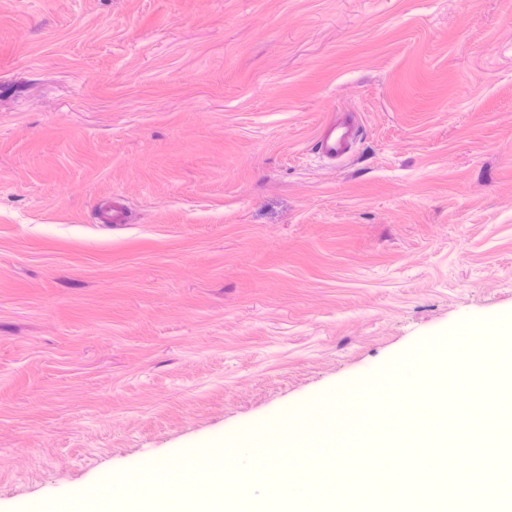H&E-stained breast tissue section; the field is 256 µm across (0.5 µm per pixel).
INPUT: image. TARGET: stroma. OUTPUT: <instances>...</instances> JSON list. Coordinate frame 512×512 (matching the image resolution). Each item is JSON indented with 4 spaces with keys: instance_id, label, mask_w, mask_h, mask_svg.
Masks as SVG:
<instances>
[{
    "instance_id": "1",
    "label": "stroma",
    "mask_w": 512,
    "mask_h": 512,
    "mask_svg": "<svg viewBox=\"0 0 512 512\" xmlns=\"http://www.w3.org/2000/svg\"><path fill=\"white\" fill-rule=\"evenodd\" d=\"M477 334L512 336V0H0V512L156 467L182 512ZM358 138V121L351 114L330 118L321 128L316 142L320 153L328 160L347 158Z\"/></svg>"
}]
</instances>
